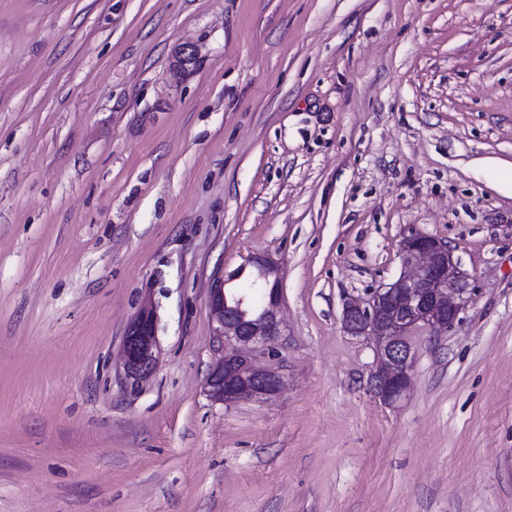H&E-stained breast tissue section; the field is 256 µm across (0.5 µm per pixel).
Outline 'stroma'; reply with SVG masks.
<instances>
[{"mask_svg": "<svg viewBox=\"0 0 512 512\" xmlns=\"http://www.w3.org/2000/svg\"><path fill=\"white\" fill-rule=\"evenodd\" d=\"M412 231L477 296L391 407L342 312ZM258 254L283 385L216 403ZM0 512H512V0H0ZM155 308L144 305L128 327L122 347V376L131 389L153 372L159 359Z\"/></svg>", "mask_w": 512, "mask_h": 512, "instance_id": "obj_1", "label": "stroma"}]
</instances>
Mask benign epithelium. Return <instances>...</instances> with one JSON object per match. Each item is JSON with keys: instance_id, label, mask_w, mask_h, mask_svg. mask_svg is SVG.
<instances>
[{"instance_id": "7a95c632", "label": "benign epithelium", "mask_w": 512, "mask_h": 512, "mask_svg": "<svg viewBox=\"0 0 512 512\" xmlns=\"http://www.w3.org/2000/svg\"><path fill=\"white\" fill-rule=\"evenodd\" d=\"M404 271L391 284L373 289L366 298L352 297L343 305V326L352 336L375 342L376 370L369 380L373 395L388 406L401 403L411 389L415 353L410 337L418 330L439 335L460 320L474 301L472 275L461 269L447 242L412 232L400 244ZM264 291V302L228 284L246 268ZM277 264L255 255L247 265L216 278L210 294L213 335L221 352L205 383L214 402L232 404L268 399L281 387V378L256 363L257 356H279L283 325ZM155 308L146 304L128 327L122 347V376L127 386L139 387L159 359Z\"/></svg>"}]
</instances>
